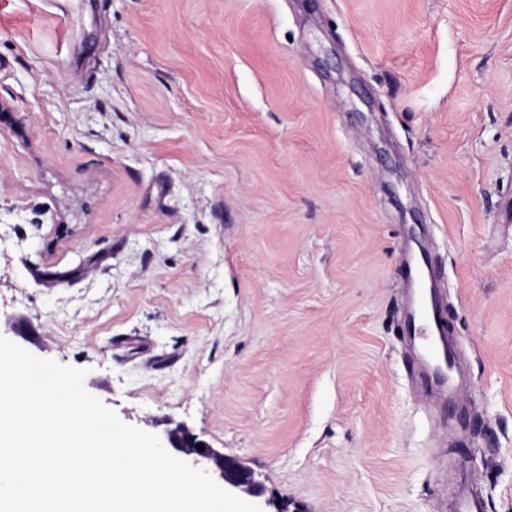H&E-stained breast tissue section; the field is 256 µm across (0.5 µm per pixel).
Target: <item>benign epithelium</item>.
Wrapping results in <instances>:
<instances>
[{
  "label": "benign epithelium",
  "instance_id": "obj_1",
  "mask_svg": "<svg viewBox=\"0 0 512 512\" xmlns=\"http://www.w3.org/2000/svg\"><path fill=\"white\" fill-rule=\"evenodd\" d=\"M165 448L172 450L195 464H208L207 471L222 480L224 489L249 497H260L264 488L252 469L244 465L238 458L225 454L209 445L199 450L196 445L201 443L195 435L184 426L176 425L168 429L164 438Z\"/></svg>",
  "mask_w": 512,
  "mask_h": 512
}]
</instances>
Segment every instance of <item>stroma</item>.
<instances>
[{
  "label": "stroma",
  "mask_w": 512,
  "mask_h": 512,
  "mask_svg": "<svg viewBox=\"0 0 512 512\" xmlns=\"http://www.w3.org/2000/svg\"><path fill=\"white\" fill-rule=\"evenodd\" d=\"M0 318L262 512H512V0H0ZM164 443V448L179 453L194 464L207 463V473L210 472L222 480L224 489L227 491L249 497L263 495V485L256 478L252 469L244 465L238 458L211 448L184 426L175 425L168 429L165 433ZM199 443L203 444L204 450H197L196 445Z\"/></svg>",
  "instance_id": "stroma-1"
}]
</instances>
